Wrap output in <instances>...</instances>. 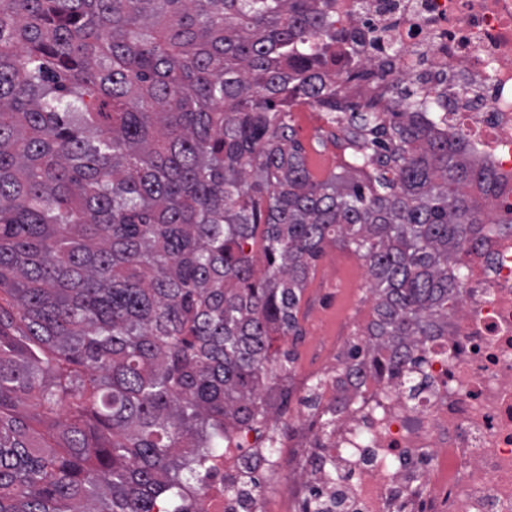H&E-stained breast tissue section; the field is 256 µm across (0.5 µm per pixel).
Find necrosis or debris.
I'll list each match as a JSON object with an SVG mask.
<instances>
[{
  "label": "necrosis or debris",
  "mask_w": 512,
  "mask_h": 512,
  "mask_svg": "<svg viewBox=\"0 0 512 512\" xmlns=\"http://www.w3.org/2000/svg\"><path fill=\"white\" fill-rule=\"evenodd\" d=\"M336 48L368 64L369 91L437 90L452 135L499 178L512 218V0H336ZM447 335L418 353L415 395L378 383L343 421L233 435L209 462L203 512H512V233L467 259ZM332 460L328 477L320 459ZM295 461L302 479L248 498Z\"/></svg>",
  "instance_id": "necrosis-or-debris-1"
}]
</instances>
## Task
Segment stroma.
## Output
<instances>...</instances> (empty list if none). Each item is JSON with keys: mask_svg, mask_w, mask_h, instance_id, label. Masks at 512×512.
Returning <instances> with one entry per match:
<instances>
[{"mask_svg": "<svg viewBox=\"0 0 512 512\" xmlns=\"http://www.w3.org/2000/svg\"><path fill=\"white\" fill-rule=\"evenodd\" d=\"M298 139L311 170L318 177L336 171L343 152L330 137V126L319 112L300 106L293 112ZM363 261L351 251L326 246L315 262L314 274L304 292L299 315L302 336L286 338L280 347L293 351L294 389L329 370L342 358L371 319L374 300L368 290Z\"/></svg>", "mask_w": 512, "mask_h": 512, "instance_id": "1", "label": "stroma"}]
</instances>
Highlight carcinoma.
<instances>
[{
  "label": "carcinoma",
  "instance_id": "1",
  "mask_svg": "<svg viewBox=\"0 0 512 512\" xmlns=\"http://www.w3.org/2000/svg\"><path fill=\"white\" fill-rule=\"evenodd\" d=\"M335 6L0 0V512H194L225 438L287 429L276 342L329 244L375 301L336 381L393 382L448 334L462 258L499 232L466 188L498 178L426 98L343 95L367 72H336ZM301 104L343 172L309 169ZM323 381L330 425L349 406Z\"/></svg>",
  "mask_w": 512,
  "mask_h": 512
}]
</instances>
